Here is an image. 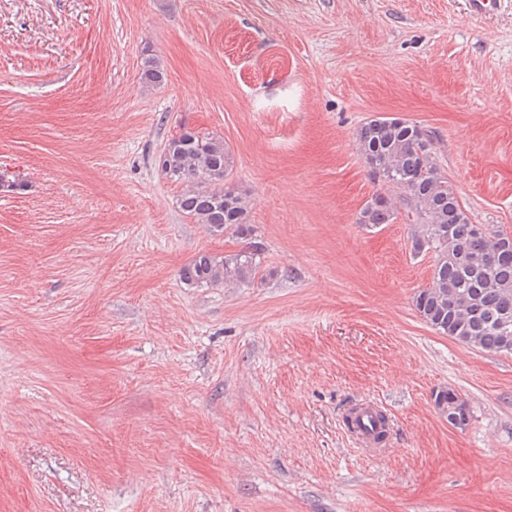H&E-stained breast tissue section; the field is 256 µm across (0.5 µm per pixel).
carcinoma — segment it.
<instances>
[{
    "label": "carcinoma",
    "mask_w": 512,
    "mask_h": 512,
    "mask_svg": "<svg viewBox=\"0 0 512 512\" xmlns=\"http://www.w3.org/2000/svg\"><path fill=\"white\" fill-rule=\"evenodd\" d=\"M140 78L155 86L164 73L148 58ZM355 143L369 178L391 190L372 195L357 223L377 227L401 219L411 227L414 253L432 254L431 282L413 297L419 316L467 346L505 353L512 325L504 328L498 318L507 311L512 319V247L501 245L502 231H483L465 213L439 164L432 132L406 119L371 117L357 128ZM154 165L167 180L184 185L178 204L193 223L212 234L233 227L247 236L249 201L231 182L233 158L222 139L183 126L166 140ZM261 255L252 241L222 258L201 251L181 278L188 286L248 285L262 271ZM433 398L437 409L468 424L469 405L455 391L440 390Z\"/></svg>",
    "instance_id": "1"
}]
</instances>
